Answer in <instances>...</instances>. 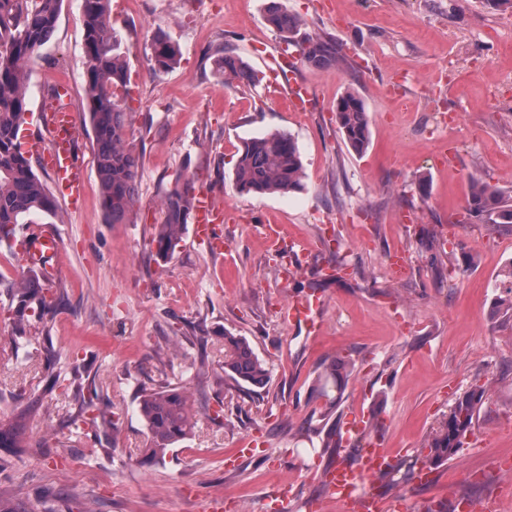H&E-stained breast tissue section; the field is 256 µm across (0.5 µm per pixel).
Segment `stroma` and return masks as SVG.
<instances>
[{
  "instance_id": "stroma-1",
  "label": "stroma",
  "mask_w": 512,
  "mask_h": 512,
  "mask_svg": "<svg viewBox=\"0 0 512 512\" xmlns=\"http://www.w3.org/2000/svg\"><path fill=\"white\" fill-rule=\"evenodd\" d=\"M269 0H112V26L128 50L132 113L126 139L141 155L133 220L107 218L93 140L84 122L81 0H62L51 40L28 62L26 132L60 80L72 90L87 191L79 212L59 206L49 222L60 247L57 275L40 293L53 311L31 317L25 349L13 343L7 283L18 280L13 247L0 244V424L25 415L26 447L10 449L0 496L31 512H268L287 484L293 512L326 499L320 473L337 457L331 427L354 415L387 447L428 452L457 398L485 395L459 452L432 469L369 489L406 512H463L496 502L512 512V229L465 222L473 178L512 196V8L485 0H278L299 36L330 38L343 62L298 63L308 111H291L268 80L227 85L206 53L234 48L257 71L284 47L266 22ZM164 33L181 50L154 73ZM399 94H392L394 80ZM362 100L367 148L345 143L336 102ZM288 132L304 166L301 191L242 194L234 184L243 143ZM179 173L199 174L226 208L224 252L184 233L156 258L161 203ZM279 224L312 254L282 279L264 227ZM405 261L402 275L387 265ZM340 265L336 279L324 267ZM310 290L325 297L316 336L284 322L280 308ZM246 338L270 374L265 385L224 375V335ZM352 362L338 406L314 392L323 362ZM183 388L198 426L166 455L145 462L143 390ZM98 387L117 430L84 424L76 396Z\"/></svg>"
}]
</instances>
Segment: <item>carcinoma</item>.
Here are the masks:
<instances>
[{"label":"carcinoma","instance_id":"1","mask_svg":"<svg viewBox=\"0 0 512 512\" xmlns=\"http://www.w3.org/2000/svg\"><path fill=\"white\" fill-rule=\"evenodd\" d=\"M61 0H0V243L15 235L16 226L32 223V216L55 215L54 196L36 175L32 155L21 141L28 113L26 65L35 52L51 38L59 16ZM85 25V96L88 118L96 145L95 161L103 206L114 224L128 221L136 201L140 159L126 143V127L131 95L126 55L112 32L110 0H82ZM269 26L287 44L294 41L299 22L271 6ZM309 66L326 69L343 60L336 42L307 37L298 43ZM180 48L159 35L152 45L150 64L165 72L177 64ZM213 72L226 82L248 85L260 83L257 73L234 50L223 47L214 53ZM336 119L346 144L357 152L369 144V120L362 100L347 92L336 104ZM235 184L242 193L285 194L302 186L303 164L295 140L284 131H275L244 142L235 172ZM199 177L180 174L162 201L164 214L155 237L156 254L172 255L191 218L190 191ZM469 218L497 228L512 224V198L475 179L467 201ZM39 280L29 277L6 285L16 300L14 321L18 336L32 310V292ZM345 362L336 360L323 366L317 377V392L336 406L345 385L341 370ZM224 375L234 381L263 385L269 378L266 364L253 352L246 339L224 332ZM484 389L476 387L459 397L448 418L430 440L423 458H406L381 473L391 484L406 481L421 465L428 469L453 458L463 439L474 427L476 407ZM140 414L146 424L150 446L147 458H162L168 448L186 439L195 427L187 394L176 388L143 391Z\"/></svg>","mask_w":512,"mask_h":512}]
</instances>
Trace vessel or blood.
I'll return each instance as SVG.
<instances>
[{"label": "vessel or blood", "instance_id": "obj_1", "mask_svg": "<svg viewBox=\"0 0 512 512\" xmlns=\"http://www.w3.org/2000/svg\"><path fill=\"white\" fill-rule=\"evenodd\" d=\"M46 124L50 132L47 147L42 148V163L50 173L56 194L71 209H79L84 201L86 178L79 159L73 114L68 105L56 104L48 108ZM192 236L204 243L211 252L224 251V207L217 204L208 189L201 184L192 190ZM59 249V240L50 227L44 226L26 233L17 245L19 263L34 268L44 277L54 275L52 262ZM323 301L318 293L289 300L283 317L290 324L299 325L308 334L317 335L322 330L319 317ZM396 452L384 447L379 438L366 440L359 453L357 464L337 463L322 475L330 499L341 502L355 500L360 512H366L372 497L366 487L369 477L386 470Z\"/></svg>", "mask_w": 512, "mask_h": 512}]
</instances>
